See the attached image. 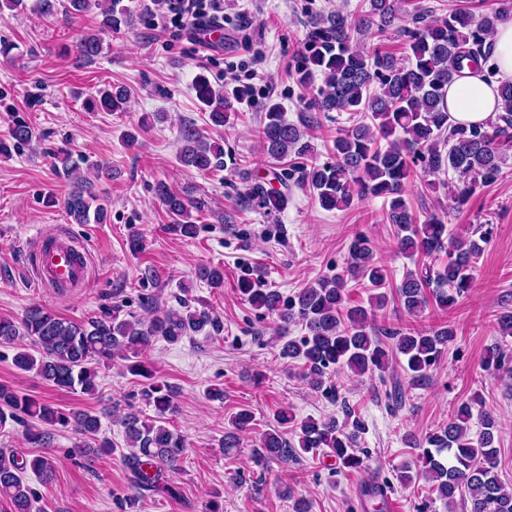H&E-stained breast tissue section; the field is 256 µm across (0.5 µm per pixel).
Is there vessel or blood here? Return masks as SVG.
Masks as SVG:
<instances>
[{"mask_svg":"<svg viewBox=\"0 0 512 512\" xmlns=\"http://www.w3.org/2000/svg\"><path fill=\"white\" fill-rule=\"evenodd\" d=\"M31 271L40 286L49 288L72 290L89 280L84 249L65 230L39 241L32 255Z\"/></svg>","mask_w":512,"mask_h":512,"instance_id":"b4317fda","label":"vessel or blood"}]
</instances>
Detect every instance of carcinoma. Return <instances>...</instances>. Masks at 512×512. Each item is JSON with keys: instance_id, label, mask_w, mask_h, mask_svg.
Returning a JSON list of instances; mask_svg holds the SVG:
<instances>
[{"instance_id": "carcinoma-1", "label": "carcinoma", "mask_w": 512, "mask_h": 512, "mask_svg": "<svg viewBox=\"0 0 512 512\" xmlns=\"http://www.w3.org/2000/svg\"><path fill=\"white\" fill-rule=\"evenodd\" d=\"M41 16L58 12L74 18L96 11L102 16L96 32L84 35L75 45L76 57L91 63L103 52L104 35L118 33L133 24V18L121 0H38ZM405 18L401 0H369L368 11L349 18L340 12L319 16L310 24L296 70L298 82L310 86L314 77H322L323 85L310 104L316 112H355L361 121L338 132L333 141L335 161L306 163L314 155L307 128L289 122L278 103L264 106L259 128L263 151L272 158L292 154L301 160L292 172L274 174L286 188L292 181L309 191L325 210H343L363 197H382L388 202L386 222L396 227L397 248L409 257L446 255L447 262L434 267L409 270L398 285V296L404 311L418 317L429 299L443 309L454 305L457 298L472 287L470 270L484 251L490 229L477 228L479 236L456 238L448 233L447 224L437 214L418 218L404 198L411 178L409 160L418 159L424 170L433 175L454 172L467 179L463 185L442 183L456 207L465 205L475 190L498 180L502 173L504 148L512 145V82L499 87L504 112L485 126H455L448 123V84L459 73L461 60L483 55L482 47L495 27L508 19L507 11L475 15L467 7H458L439 19L431 20L426 11L411 15L415 29L410 31L409 53L402 60L380 51L353 44L357 36H372ZM198 100L209 111L213 125H225L244 92L228 93L215 87L204 75L196 77ZM127 104L124 88L104 87L88 101L92 111L122 112ZM35 138L34 129L16 118L9 130L8 141L0 140V153L10 147L20 148ZM224 152L202 139L199 132L186 127L179 152L182 165L200 171L224 167ZM63 176L75 183L65 198L68 214L78 224L94 219L102 221L106 207L88 191L89 182L80 167L69 157L62 159ZM158 195L172 218L169 229L184 237L197 233L192 210L199 203L164 185ZM246 199L268 209H281L288 193L254 183L246 191ZM197 278L212 288L224 283L219 266H203ZM362 279L374 288L385 284L386 273L375 254L371 239L355 236L348 248L346 272L323 276L308 286L283 296L273 288H263L254 279L238 283L241 295L253 307L264 310L279 321V335L288 336L290 326L298 323L305 333L285 341L279 351L284 360L304 362L310 387H324L325 375L336 370H349L354 375L386 372L389 356L385 341H392L396 353L406 361L412 381L425 378V372L439 362L454 333L449 327L429 330H402L378 325L376 312L383 309L385 295H373L369 306H348L347 283ZM221 331L217 314L196 309L179 300V307H169L149 320H142L112 308L86 321L75 322L40 305L30 307L16 322L0 319V345H14L12 362L22 373H34L47 384L68 392L92 395L96 392L98 369L119 358L126 371L146 380L141 397L155 410V419L141 417L133 406L114 407L120 417L129 452L123 456L131 474L136 500L163 491L175 496V489L165 476L173 469L184 450V438L166 426L167 417L176 412V387L153 382V373L141 356L159 339L176 344L202 332ZM25 337L30 345L17 340ZM476 400L461 402L448 424L421 439L410 438L420 449L414 465L406 464L396 473L402 485L416 480L431 484L438 497L453 510L456 500L466 504L467 512H512V490L498 477V422L496 417L479 410L481 429L477 438L470 435L469 421ZM28 422L25 440L33 448L47 445L50 431L67 429L93 439L101 428L100 417L79 409H64L30 395L21 394L8 385H0V429L10 422ZM253 420L248 410L230 417L233 432L224 438V451L236 448V432L244 431ZM294 421L292 413L281 408L276 425L267 430L256 449L255 460L263 465L270 460L286 461L327 448L338 466L357 468L360 458L353 446L364 422L353 417L339 424L336 417L308 418L301 421L296 439L288 440L280 426ZM55 461L50 455L32 458L0 451V499L10 512H34L35 490L26 474L32 472L41 481L54 475Z\"/></svg>"}]
</instances>
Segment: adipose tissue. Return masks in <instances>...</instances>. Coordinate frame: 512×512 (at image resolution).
<instances>
[{"label": "adipose tissue", "instance_id": "adipose-tissue-1", "mask_svg": "<svg viewBox=\"0 0 512 512\" xmlns=\"http://www.w3.org/2000/svg\"><path fill=\"white\" fill-rule=\"evenodd\" d=\"M489 64L464 67L448 86V121L454 125H483L500 112V81H512V20L499 24L489 38ZM495 65L497 79L487 76Z\"/></svg>", "mask_w": 512, "mask_h": 512}]
</instances>
